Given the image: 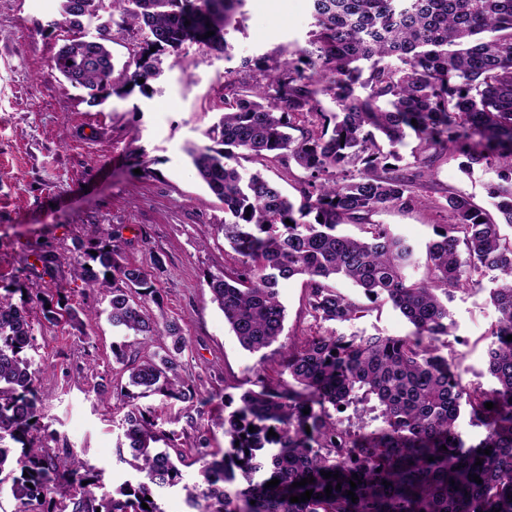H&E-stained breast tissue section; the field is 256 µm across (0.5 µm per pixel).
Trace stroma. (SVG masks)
Listing matches in <instances>:
<instances>
[{
	"label": "stroma",
	"instance_id": "stroma-1",
	"mask_svg": "<svg viewBox=\"0 0 512 512\" xmlns=\"http://www.w3.org/2000/svg\"><path fill=\"white\" fill-rule=\"evenodd\" d=\"M110 19L105 8L75 28L61 15L58 0H0V286L61 287L73 306L96 308V316L79 330L44 323L39 313H31L36 348L30 356L46 397L49 448L77 453L113 489L135 475L116 457L121 415L95 389L122 379L112 345L123 336L108 319L107 298L85 291L70 265L103 228L119 229L129 262L148 271L162 262L155 279L159 299L149 302V312L158 323L175 320L183 328L188 347L180 373L205 399L197 420L210 426L213 447H226L228 440L223 428L211 423L218 404L209 394L228 383L248 387L259 366L277 377L281 344L320 325L305 309L301 280L291 279L279 290L287 317L278 344L255 354L241 347L206 285L210 275L233 264L232 251L216 230L224 206L201 183L185 153L188 144H205V131L223 112L225 73L259 80L253 61L282 60L304 44L312 22L310 0H244L226 51L189 44L180 53L161 55L147 92L93 105L60 76L54 59L68 40L96 36L100 23ZM462 162L461 156L447 155L435 163L424 190L432 206L372 217L414 245V277L426 272L434 225L449 221L438 200L458 193L484 210L492 208L486 186L495 173L477 168L468 174ZM336 287L362 307L357 318L336 324L337 332H411L388 299L369 300L342 278ZM497 316L488 289H461L450 296L448 341L466 385H495L487 349Z\"/></svg>",
	"mask_w": 512,
	"mask_h": 512
}]
</instances>
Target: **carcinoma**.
I'll use <instances>...</instances> for the list:
<instances>
[{
	"label": "carcinoma",
	"instance_id": "1",
	"mask_svg": "<svg viewBox=\"0 0 512 512\" xmlns=\"http://www.w3.org/2000/svg\"><path fill=\"white\" fill-rule=\"evenodd\" d=\"M104 0H60L73 27L98 16ZM128 29L148 31L131 50L134 71L113 78L108 42L73 38L54 59L89 103L146 93L158 56L187 44L214 50L244 0H110ZM314 29L305 45L271 65L256 64L264 84L224 76V112L205 131L210 144L186 154L200 180L224 204L218 230L233 251L234 267L206 285L240 344L259 352L279 340L286 309L282 282L301 277L306 309L321 322H348L361 306L333 280H351L370 298L387 297L413 326L403 337L306 332L282 346L281 372L255 368L238 397L220 393L227 414L215 418L229 438L211 447L192 414L196 389L180 374L187 339L175 321L158 327L146 311L156 288L142 267L127 261L111 228L74 258V276L108 300L112 326L127 336L159 339V350L126 359L127 342L112 345L128 383L112 389L124 410L117 459L141 479L112 491L74 452L43 444V394L28 351L35 346L27 302L44 321L83 326L88 310L67 304L62 289L0 293V486L10 484L20 512H164L151 486L179 487L192 512H512V0H311ZM209 31L214 35L205 37ZM395 57L400 65L386 62ZM330 98L338 111L327 112ZM416 123H411V120ZM419 141L413 169L403 172L398 147L406 130ZM465 158V169L497 171L488 194L500 221L463 195L445 197L452 224H438L427 245V274L411 279L414 248L370 217L423 203L418 191L437 158ZM260 166L248 182L237 169ZM296 166L306 173L294 202L263 170ZM290 223H285V220ZM353 225L361 235L348 234ZM467 257H460V246ZM498 319L490 331L488 368L497 385L466 386L448 347V298L465 286L482 289ZM161 396L186 403L183 414L158 422L138 399ZM376 399L380 426L344 424L339 407ZM494 404L487 409L485 403ZM485 429L475 445L455 431L461 408ZM309 413H303V410ZM185 422L181 429L174 425ZM255 432H249V427ZM274 430L277 436L268 435ZM199 479L184 482L181 439L188 431ZM163 443L157 448L155 444ZM129 456H124V450ZM490 450V454L482 450ZM481 464H476V461ZM331 472L338 478H324ZM358 475L354 489L349 480ZM479 476L482 483L474 482ZM304 486L292 484L304 478ZM277 478L274 487L265 484ZM341 485L326 495L329 485ZM313 490L311 499L290 497ZM255 504H250V501ZM148 504L143 508L142 504Z\"/></svg>",
	"mask_w": 512,
	"mask_h": 512
}]
</instances>
